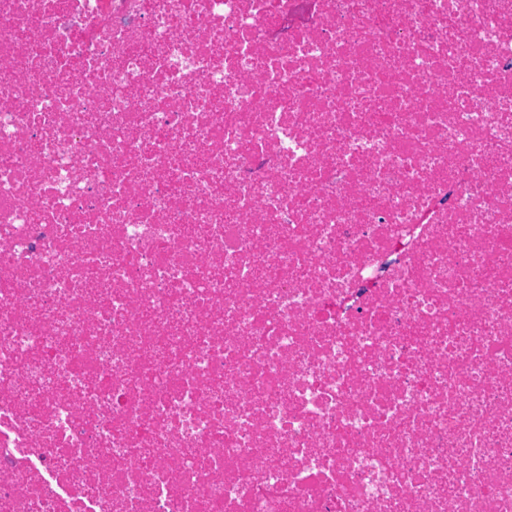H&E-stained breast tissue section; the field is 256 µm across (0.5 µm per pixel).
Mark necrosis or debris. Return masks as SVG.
I'll return each instance as SVG.
<instances>
[{
    "instance_id": "obj_1",
    "label": "necrosis or debris",
    "mask_w": 512,
    "mask_h": 512,
    "mask_svg": "<svg viewBox=\"0 0 512 512\" xmlns=\"http://www.w3.org/2000/svg\"><path fill=\"white\" fill-rule=\"evenodd\" d=\"M0 512H512V0H0Z\"/></svg>"
}]
</instances>
